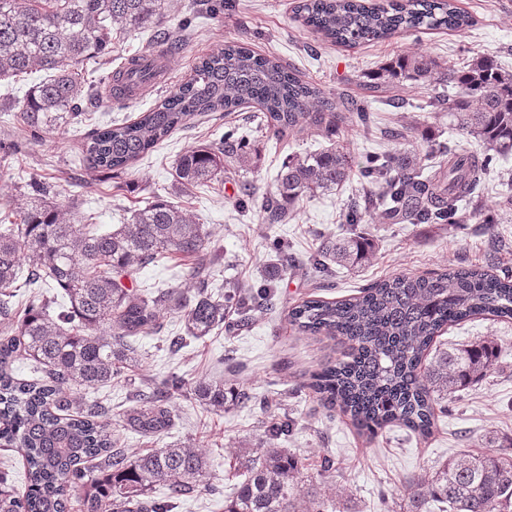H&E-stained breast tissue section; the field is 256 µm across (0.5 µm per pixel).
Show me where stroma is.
<instances>
[{
    "label": "stroma",
    "instance_id": "obj_1",
    "mask_svg": "<svg viewBox=\"0 0 512 512\" xmlns=\"http://www.w3.org/2000/svg\"><path fill=\"white\" fill-rule=\"evenodd\" d=\"M297 3L228 0L223 14L212 17L202 13L198 0H173L159 29L118 35L112 55L84 66L82 75L91 97L66 124L37 137L20 123L0 119V141L20 146L17 154L0 157V212L7 214L17 207L26 181L34 174L51 185L56 204L73 220L88 221L104 231L123 223L130 208L145 202L161 198L177 203L204 224L212 247L223 256L212 275L218 288L231 277L246 286L258 284L272 256V239L287 240L301 264L281 275L271 309L256 314L252 323L233 334L219 329L176 352L168 348L166 339L180 334L183 325L177 316H167L162 334L138 339L136 372L83 390L82 395L110 407L116 437L124 447L137 451L149 448L150 442L124 430L121 414L144 380L172 374L189 382L221 376L259 395L277 394L295 421L287 447L305 462L303 475L323 498L326 512L345 506L352 512H402L410 476L437 469L460 451L477 449L487 434L512 437V321L480 316L449 327L437 338L441 350L490 340L498 345L500 359L490 376L449 400L448 411L439 415L431 437L423 440L392 426L370 439L358 434L347 417L324 408L304 387L313 371L340 356L343 344L298 333L288 323V310L308 298L336 301L358 295L362 288L396 273L475 265L497 272L512 270V210L496 211L489 230L473 220L454 226L391 221L359 224V232L375 244L370 262L353 270L336 266L320 277L314 275L307 259L323 238L347 233L346 207L364 188L358 176H351L335 192L303 200L284 224L268 223L259 205L241 206L239 198L246 182L262 192L271 189L286 157L329 147L331 140L322 131L308 128L274 136L260 125V110L255 105L228 115L216 112L197 117L125 169L116 188L89 166L81 150L86 132L105 122L133 120L154 107L189 79L200 57L230 41L245 42L259 53L276 56L334 102L360 97L363 75L418 49L445 68H459L472 58L489 56L512 71V0H457L472 19L471 26L462 31L397 34L354 48L332 44L303 26L295 12ZM160 30L168 33L176 50L160 51L156 38ZM144 52L155 53L163 71L153 89L120 100L105 96L108 73ZM398 93L401 107L375 103L372 132L349 129L357 158L394 150L396 144L388 133L401 127L429 126L436 130L440 144L459 153L479 151L476 140L449 128L446 112L429 107V86L407 83ZM232 128L251 147V155L245 162L231 163L220 181L182 191L174 178L178 158L189 149L219 142ZM189 267L187 261L165 258L139 269L131 285L184 288ZM173 406L179 420L171 440L203 445L209 482L232 490L245 472L230 469L228 452L258 442L268 411L255 405L220 414L189 399L174 400ZM325 454L334 458L335 469L321 476L316 463Z\"/></svg>",
    "mask_w": 512,
    "mask_h": 512
}]
</instances>
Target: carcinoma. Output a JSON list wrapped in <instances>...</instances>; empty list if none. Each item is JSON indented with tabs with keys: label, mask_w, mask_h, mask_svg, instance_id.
<instances>
[{
	"label": "carcinoma",
	"mask_w": 512,
	"mask_h": 512,
	"mask_svg": "<svg viewBox=\"0 0 512 512\" xmlns=\"http://www.w3.org/2000/svg\"><path fill=\"white\" fill-rule=\"evenodd\" d=\"M171 0H0V79L33 70L50 78L32 86L14 110L34 128L50 130L81 112L85 92L79 67L103 57L112 45V25L126 34L160 23ZM297 16L332 43L357 46L396 34L422 30L460 31L470 16L456 0H300ZM153 74L133 57L110 76L120 92ZM413 81L456 89L438 94L431 106L448 111L464 134L481 143L479 153L448 152L444 165L427 164V154L397 150L370 156L362 177L369 184L363 205L346 214L360 224L380 213L398 224H460L494 220L472 206L493 164L512 154V72L490 57H476L460 69H445L414 51L366 76L364 97L346 102L347 112L323 90L302 80L270 56L242 44H226L199 60L184 85L137 119L92 129L84 137L89 165L118 174L205 112H235L257 104L264 127L279 137L303 126L338 136L316 153L283 161L274 189L262 195L261 208L279 223L303 198L332 192L348 180L355 157L342 137L347 123L367 125L372 102ZM246 144L232 134L192 149L176 162L183 186L214 182L225 163L243 159ZM16 220L0 225V440L22 452L27 490L21 497L0 478V512H68V492H78L82 512H171L176 501L202 484L211 495L222 490L205 482L203 453L180 443L130 452L113 437L110 409L85 403L77 388L106 384L138 366L133 343L161 328L165 313L184 322L183 336L171 338L172 351L189 339H203L224 326L228 311L243 318L271 305L275 282L290 262L288 246L274 244L265 283L253 289L235 282L224 292L210 289L209 271L221 257L210 247L203 226L184 209L156 199L131 211L126 223L100 232L63 217L49 186L33 177ZM374 253L373 240L350 232L328 238L313 259V271L333 264L358 267ZM194 262L193 288L168 287L145 293L129 287L135 268L169 256ZM29 283H55L67 302L51 319V302L17 309L8 293L22 266ZM512 319V271L481 267L445 268L429 275L396 274L336 301L307 299L288 310V324L299 333L342 337L350 342L345 358L312 372L305 387L329 410L350 417L373 436L398 424L428 437L436 413L455 393L487 378L500 350L488 341L427 353L447 326L470 317ZM44 370L40 379H17L9 365L18 352ZM183 389L177 377L151 384L136 394L122 414V427L160 441L176 426L173 396ZM193 398L216 412L246 408L257 394L222 378L198 380ZM288 417L269 421L266 439L255 448L231 452L234 466L247 470L244 481L224 499V512H324L317 493L302 490V465L276 444L288 437ZM164 496H154L156 487ZM403 512H512V457L468 452L432 473L407 481Z\"/></svg>",
	"instance_id": "obj_1"
}]
</instances>
